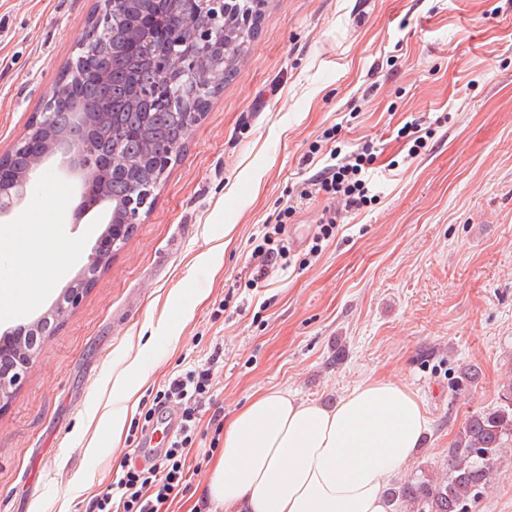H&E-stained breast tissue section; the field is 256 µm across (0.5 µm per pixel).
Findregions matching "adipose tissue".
Segmentation results:
<instances>
[{"mask_svg": "<svg viewBox=\"0 0 512 512\" xmlns=\"http://www.w3.org/2000/svg\"><path fill=\"white\" fill-rule=\"evenodd\" d=\"M20 247L0 251V316L16 296L37 303L56 274L22 255L53 239L52 224L9 227ZM428 427L422 403L404 384L373 379L335 406L271 388L252 395L224 426L223 451L203 482L224 512H392L386 489L408 464Z\"/></svg>", "mask_w": 512, "mask_h": 512, "instance_id": "1", "label": "adipose tissue"}]
</instances>
